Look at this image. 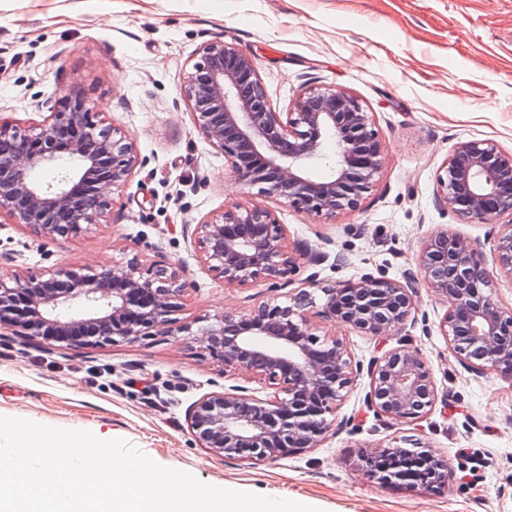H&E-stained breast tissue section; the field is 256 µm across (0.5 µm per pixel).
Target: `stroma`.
<instances>
[{"mask_svg": "<svg viewBox=\"0 0 512 512\" xmlns=\"http://www.w3.org/2000/svg\"><path fill=\"white\" fill-rule=\"evenodd\" d=\"M111 2L96 12L84 0H0V118L41 123L46 102L76 88L131 135L138 157L105 221L80 236L56 241L1 222L0 274L99 269L136 256L146 269L176 264L187 288L171 333L51 350L0 335V416L122 439L207 484L244 485L321 512H512V378L475 372L452 355L439 329L448 302L421 280L412 294L415 326L386 339L319 317L312 323L344 339L363 368L382 348L417 349L437 388L427 418L378 416L363 371L325 439L284 459L212 455L186 423L187 408L212 386L265 392L249 372L203 349L194 330L208 317L288 296L261 283L224 284L201 259L195 228L224 207L269 208L289 246L346 256L338 267L301 264L297 284L311 274L321 287L365 273L402 279L417 272L423 243L443 229L489 252L497 224L461 223L439 204L437 176L461 142L512 150V0ZM219 39L251 55L275 111L318 84L373 112L384 155L358 210L317 218L235 180L180 93L200 46ZM405 439L447 459L444 487L381 486L357 470L360 454Z\"/></svg>", "mask_w": 512, "mask_h": 512, "instance_id": "stroma-1", "label": "stroma"}]
</instances>
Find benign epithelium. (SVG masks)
<instances>
[{
  "label": "benign epithelium",
  "instance_id": "7a95c632",
  "mask_svg": "<svg viewBox=\"0 0 512 512\" xmlns=\"http://www.w3.org/2000/svg\"><path fill=\"white\" fill-rule=\"evenodd\" d=\"M195 125L224 154L246 187L318 218L357 210L382 166L383 146L372 113L354 96L310 85L286 112L271 107L253 59L232 43H204L182 89ZM336 162L317 177L307 161L328 136ZM0 217L34 233L67 239L101 223L115 191L137 164L132 137L100 118L75 90L28 129L0 120ZM65 153L75 167L52 183L31 177ZM440 201L462 220L500 221L492 268L466 237L448 230L428 239L418 272L448 299L439 327L454 356L478 371L512 375V307L485 292L495 272L512 276V151L489 140L457 145L437 177ZM201 258L224 283L270 288L289 284L301 261L319 265L324 252L289 248L283 226L259 206H228L197 225ZM415 276L390 280L370 273L323 288L316 315L380 335L404 329L411 317ZM182 291L179 268L159 265L146 275L131 259L91 273L82 268L26 269L0 275V331L50 347H102L133 342L146 330L171 333L170 313ZM289 302H263L243 317L218 314L197 336L224 365L242 368L272 393L259 397L241 386L202 395L186 411L199 447L213 455L258 462L314 448L335 422L336 410L360 367L344 340L319 334L311 323L312 293L295 289ZM79 306L68 316L61 310ZM369 404L389 419L418 420L433 409L436 384L422 355L400 346L368 369ZM366 478L433 490L449 476L447 462L427 449L387 446L361 459Z\"/></svg>",
  "mask_w": 512,
  "mask_h": 512
}]
</instances>
